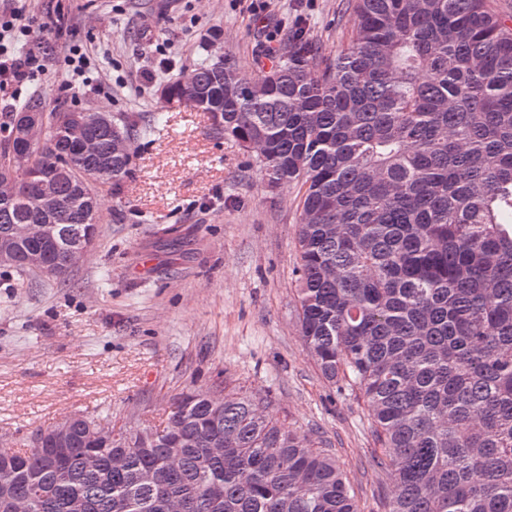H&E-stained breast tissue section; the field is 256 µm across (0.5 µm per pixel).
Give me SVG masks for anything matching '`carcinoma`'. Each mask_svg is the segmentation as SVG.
I'll return each instance as SVG.
<instances>
[{"label": "carcinoma", "instance_id": "carcinoma-1", "mask_svg": "<svg viewBox=\"0 0 512 512\" xmlns=\"http://www.w3.org/2000/svg\"><path fill=\"white\" fill-rule=\"evenodd\" d=\"M334 58L294 36L256 76L209 58L161 85L251 144L269 187L301 193L296 248L304 344L326 380L360 395L395 487L385 512H512V26L488 0H354ZM45 118L33 166L59 207L39 208L26 175L0 184L5 267L66 278L70 244L97 232L89 181L119 185L131 152L112 127ZM52 224L49 241L20 237ZM270 396L189 393L167 426L116 445L80 416L65 444L0 449V512H361L323 443L272 420ZM148 473L151 480H142Z\"/></svg>", "mask_w": 512, "mask_h": 512}]
</instances>
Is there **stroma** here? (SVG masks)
Returning <instances> with one entry per match:
<instances>
[{
  "label": "stroma",
  "mask_w": 512,
  "mask_h": 512,
  "mask_svg": "<svg viewBox=\"0 0 512 512\" xmlns=\"http://www.w3.org/2000/svg\"><path fill=\"white\" fill-rule=\"evenodd\" d=\"M27 4L54 46L37 91L46 111L157 123L133 139L119 188L98 186L96 245L66 279L0 268V448L102 410L119 428L134 413L157 424L183 391L241 385L335 453L361 512H384L392 486L374 463L368 409L321 375L299 333L297 188H267L255 157L207 113L170 102L158 77L214 52L259 74L297 27L334 57L354 27L351 0H272L263 22L250 0ZM81 44L107 62L90 85L62 90L63 52Z\"/></svg>",
  "instance_id": "35a3bbf8"
}]
</instances>
